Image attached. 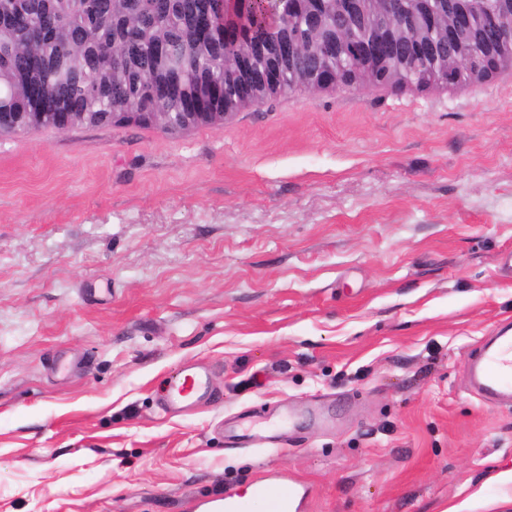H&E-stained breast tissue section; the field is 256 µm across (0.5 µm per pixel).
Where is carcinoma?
<instances>
[{
	"mask_svg": "<svg viewBox=\"0 0 512 512\" xmlns=\"http://www.w3.org/2000/svg\"><path fill=\"white\" fill-rule=\"evenodd\" d=\"M309 3L296 6L291 27L269 19L263 3L225 28L227 0H22L0 17V114L15 133L30 124V112H97L111 124L114 112H191L204 105L224 111V98L237 93L233 79L243 47L237 33L257 50L246 71L261 73L288 37L309 42L318 32L298 22ZM374 26L397 56L410 48L401 31L378 11ZM168 53L154 55L150 45ZM474 62L462 75L448 70L456 86L485 79Z\"/></svg>",
	"mask_w": 512,
	"mask_h": 512,
	"instance_id": "1",
	"label": "carcinoma"
}]
</instances>
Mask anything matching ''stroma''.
<instances>
[{
  "instance_id": "35a3bbf8",
  "label": "stroma",
  "mask_w": 512,
  "mask_h": 512,
  "mask_svg": "<svg viewBox=\"0 0 512 512\" xmlns=\"http://www.w3.org/2000/svg\"><path fill=\"white\" fill-rule=\"evenodd\" d=\"M512 68L0 136V512H512ZM212 398L165 408L184 366ZM469 385L494 403L512 402V336H492L467 365ZM303 493L293 484L274 479L250 494L226 493L211 501L205 512H253L256 500H261L266 512H297Z\"/></svg>"
}]
</instances>
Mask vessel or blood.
I'll list each match as a JSON object with an SVG mask.
<instances>
[{
	"label": "vessel or blood",
	"mask_w": 512,
	"mask_h": 512,
	"mask_svg": "<svg viewBox=\"0 0 512 512\" xmlns=\"http://www.w3.org/2000/svg\"><path fill=\"white\" fill-rule=\"evenodd\" d=\"M469 385L494 403L512 402V336L491 337L481 353L467 365ZM211 391L209 374L194 366L183 368L169 382L167 401L189 405ZM303 498L293 484L273 480L250 494H225L210 502V512H254L256 502H263L265 512H297Z\"/></svg>",
	"instance_id": "b4317fda"
}]
</instances>
